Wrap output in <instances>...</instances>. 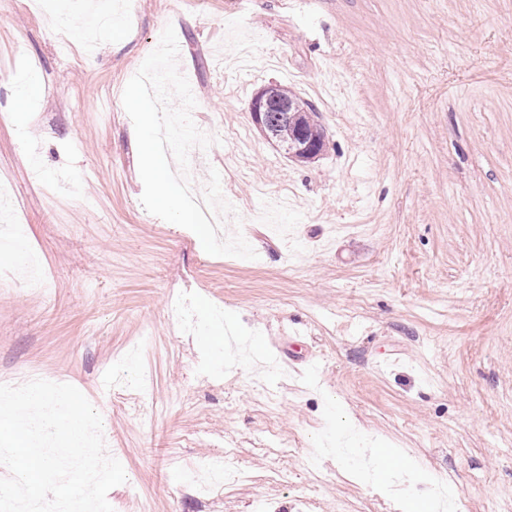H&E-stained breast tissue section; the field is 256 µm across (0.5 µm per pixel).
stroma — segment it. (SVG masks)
<instances>
[{"label":"stroma","mask_w":512,"mask_h":512,"mask_svg":"<svg viewBox=\"0 0 512 512\" xmlns=\"http://www.w3.org/2000/svg\"><path fill=\"white\" fill-rule=\"evenodd\" d=\"M84 4L0 0V210L24 230L0 252V380L85 395L126 473L114 512H405L390 482L440 478L466 512H512V0H112L80 38ZM169 24L218 139L196 177L219 171L256 260L141 204L122 95ZM270 83L312 105L319 159L254 125ZM181 296L230 312L266 372L215 367ZM347 434L397 478L353 479L324 452ZM225 458L222 488L182 481Z\"/></svg>","instance_id":"stroma-1"}]
</instances>
